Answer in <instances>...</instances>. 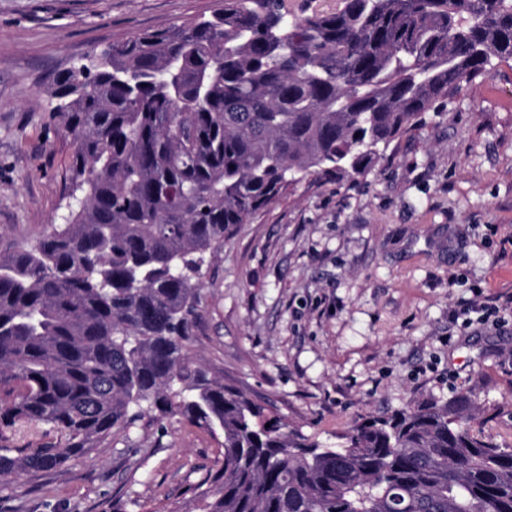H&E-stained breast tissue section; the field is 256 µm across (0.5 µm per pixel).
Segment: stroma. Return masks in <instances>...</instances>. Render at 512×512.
I'll use <instances>...</instances> for the list:
<instances>
[{
    "instance_id": "obj_1",
    "label": "stroma",
    "mask_w": 512,
    "mask_h": 512,
    "mask_svg": "<svg viewBox=\"0 0 512 512\" xmlns=\"http://www.w3.org/2000/svg\"><path fill=\"white\" fill-rule=\"evenodd\" d=\"M219 0H0V247L68 211L73 145L52 74ZM192 359L330 445L355 423L468 393L512 447V59L424 113L357 180L309 175L205 254ZM223 438L144 416L0 512H200Z\"/></svg>"
}]
</instances>
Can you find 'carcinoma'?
<instances>
[{
	"label": "carcinoma",
	"instance_id": "cac0c4a2",
	"mask_svg": "<svg viewBox=\"0 0 512 512\" xmlns=\"http://www.w3.org/2000/svg\"><path fill=\"white\" fill-rule=\"evenodd\" d=\"M224 0L53 78L82 197L0 250V478L55 473L149 414L222 431L201 512H512V448L466 393L288 429L188 350L203 255L307 175L353 180L434 103L512 59V0ZM42 428L32 446L16 428Z\"/></svg>",
	"mask_w": 512,
	"mask_h": 512
}]
</instances>
